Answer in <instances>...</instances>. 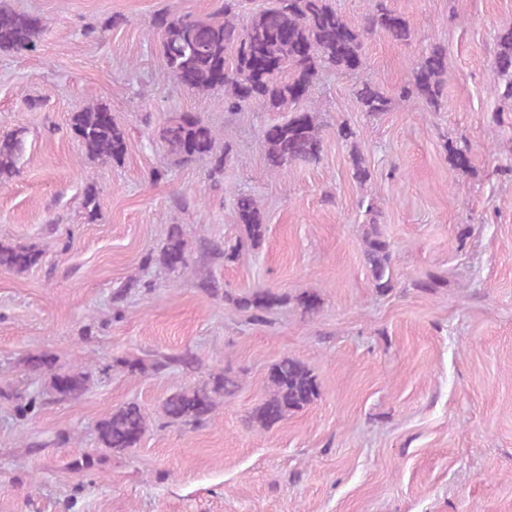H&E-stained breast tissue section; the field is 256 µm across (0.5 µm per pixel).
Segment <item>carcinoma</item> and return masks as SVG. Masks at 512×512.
Masks as SVG:
<instances>
[{
	"label": "carcinoma",
	"mask_w": 512,
	"mask_h": 512,
	"mask_svg": "<svg viewBox=\"0 0 512 512\" xmlns=\"http://www.w3.org/2000/svg\"><path fill=\"white\" fill-rule=\"evenodd\" d=\"M45 23L37 15L15 10L0 0V52L21 53L37 47ZM149 35L158 37L163 67L176 85L199 94L224 95V112L230 116L254 106L264 112H285L287 118L265 125L261 142L268 167L280 174L297 162H316L322 155L323 138L320 113L313 93L322 72L332 70L350 74L363 66L365 41L382 32L404 45L413 40L414 31L407 20L376 0L374 11L356 25L336 9L332 0H269L267 6L250 10L246 0H222L214 11L195 15L163 10L148 25ZM448 73V57L439 46L431 47L411 71V79L399 89L403 98H417L436 111L441 104ZM494 92L503 104L512 106V27L498 32L491 60ZM353 96L362 112L380 116L389 111L392 98L384 87L364 79L353 87ZM71 130L86 155L103 163L119 161L127 144L125 131L105 104L87 105L71 116ZM24 131L16 130L0 137V184L19 172ZM336 135L350 146L352 178L361 186L372 176L358 141L357 132L342 122ZM157 139L176 165L200 159L208 160V180L212 188L224 182V169L234 162L229 143H220L219 132L199 115L184 112L157 130ZM453 168L467 172L472 168V145L465 139L447 144ZM364 209L362 245L370 284L378 293L395 288L394 251L378 228L381 211L374 201L359 202ZM235 239L204 241L203 253L224 263L262 245L268 232L258 200L241 194L234 203ZM43 250L36 244L0 241V269L24 273L38 265ZM156 265L172 272L190 268L187 244L181 227H169L163 245L151 258ZM224 300L250 321L265 323L274 311L288 304V296L268 288L254 289L234 296L224 292ZM294 304L302 316L310 317L320 309L317 294L304 291ZM29 372L45 377L44 390L24 396L17 392L15 410L28 418L46 401L79 399L94 381L92 367L83 364L65 370L47 354L25 359ZM113 365L131 374H160L178 367L200 374L194 383L183 386L162 402L159 414L167 423L194 427L213 418L217 409L237 394L240 375L230 367L202 370L192 354L163 355L151 359L120 358ZM319 383L301 360L285 356L272 364L265 380V395L252 409L248 424L269 430L304 410L318 399ZM145 408L126 403L101 419L97 439L101 449L123 453L135 448L149 429Z\"/></svg>",
	"instance_id": "cac0c4a2"
}]
</instances>
